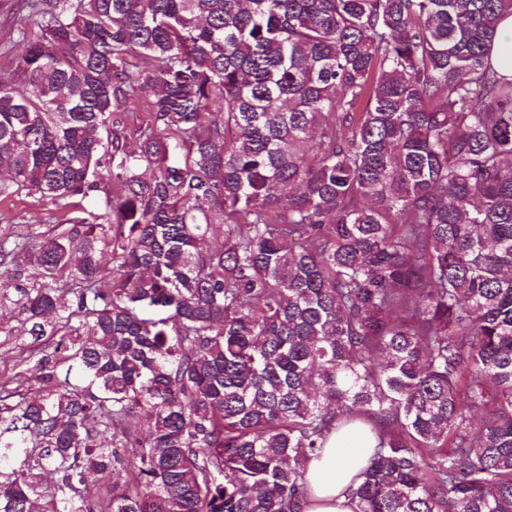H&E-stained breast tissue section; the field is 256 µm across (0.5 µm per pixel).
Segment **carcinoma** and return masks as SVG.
Instances as JSON below:
<instances>
[{
  "label": "carcinoma",
  "instance_id": "carcinoma-1",
  "mask_svg": "<svg viewBox=\"0 0 512 512\" xmlns=\"http://www.w3.org/2000/svg\"><path fill=\"white\" fill-rule=\"evenodd\" d=\"M26 8L0 200L102 207L0 225V512H304L355 422L358 512H512V0ZM491 60L502 75L512 78V15L504 17L498 25L491 47ZM56 205L49 199L37 194H26L24 191L0 204L1 210L15 218L17 229L28 231L36 241L47 235L55 224L45 223L44 220L53 212ZM15 316L12 310L0 309V377L4 372L23 370L25 366L21 361L27 358L37 345L30 336L21 333ZM11 328L12 334L6 336L3 331Z\"/></svg>",
  "mask_w": 512,
  "mask_h": 512
}]
</instances>
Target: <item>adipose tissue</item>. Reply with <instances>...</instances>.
Returning a JSON list of instances; mask_svg holds the SVG:
<instances>
[{
  "instance_id": "ef3b65f1",
  "label": "adipose tissue",
  "mask_w": 512,
  "mask_h": 512,
  "mask_svg": "<svg viewBox=\"0 0 512 512\" xmlns=\"http://www.w3.org/2000/svg\"><path fill=\"white\" fill-rule=\"evenodd\" d=\"M372 451V443L358 431L332 433L307 464L304 512H355L349 489L360 482Z\"/></svg>"
}]
</instances>
